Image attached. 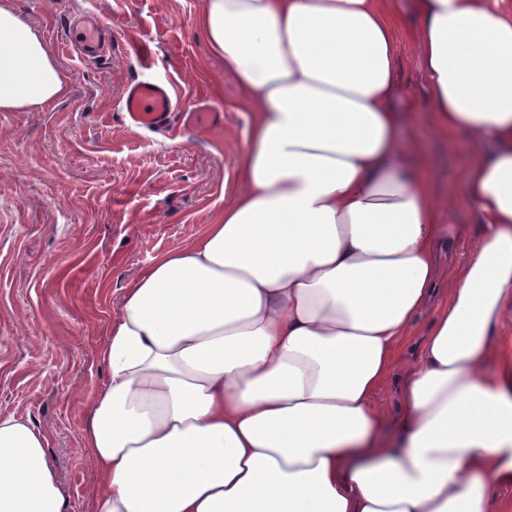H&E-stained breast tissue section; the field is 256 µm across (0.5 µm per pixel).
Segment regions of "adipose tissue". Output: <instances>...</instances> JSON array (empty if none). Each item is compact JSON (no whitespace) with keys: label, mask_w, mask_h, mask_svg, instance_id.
Segmentation results:
<instances>
[{"label":"adipose tissue","mask_w":512,"mask_h":512,"mask_svg":"<svg viewBox=\"0 0 512 512\" xmlns=\"http://www.w3.org/2000/svg\"><path fill=\"white\" fill-rule=\"evenodd\" d=\"M437 131L484 231L406 369L435 286L439 203L397 134L382 0H203L196 19L252 114L232 200L125 290L98 349L82 446L92 512H501L512 484V0H414ZM70 90L0 0V112ZM48 440L0 416V512H66ZM436 315L437 305L433 303L417 317L412 331L413 336H410L408 342L401 350L390 379L378 396L380 406L391 418L397 417L402 409V384L404 376L401 366L404 362L418 357L421 343Z\"/></svg>","instance_id":"obj_1"}]
</instances>
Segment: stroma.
Masks as SVG:
<instances>
[{
	"label": "stroma",
	"mask_w": 512,
	"mask_h": 512,
	"mask_svg": "<svg viewBox=\"0 0 512 512\" xmlns=\"http://www.w3.org/2000/svg\"><path fill=\"white\" fill-rule=\"evenodd\" d=\"M411 0L395 10L393 105L401 137L426 155V177L447 228L437 285L449 287L480 218L463 199L460 172L473 148L437 132L425 93ZM66 71L71 91L51 106L0 112V415L29 419L49 441L67 512H92L95 475L81 452L87 394L106 381L97 350L120 313L127 286L154 257L202 234L231 199L236 156L251 122L234 79L211 58L195 19L202 0H10ZM104 15L112 41L83 59L68 43L71 22ZM169 84L180 112L222 113L215 127L180 124L138 133L120 113L125 85ZM437 315L416 319L378 402L402 409L403 362L418 357Z\"/></svg>",
	"instance_id": "obj_1"
}]
</instances>
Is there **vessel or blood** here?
I'll return each mask as SVG.
<instances>
[{
  "label": "vessel or blood",
  "instance_id": "b4317fda",
  "mask_svg": "<svg viewBox=\"0 0 512 512\" xmlns=\"http://www.w3.org/2000/svg\"><path fill=\"white\" fill-rule=\"evenodd\" d=\"M102 25L98 20L84 23L77 32L83 58L95 57L100 46ZM122 116L129 127L162 130L174 117H181L183 124L193 130L209 128L222 119L221 113L207 109L176 115L167 85L155 80H138L127 85L121 98Z\"/></svg>",
  "mask_w": 512,
  "mask_h": 512
}]
</instances>
